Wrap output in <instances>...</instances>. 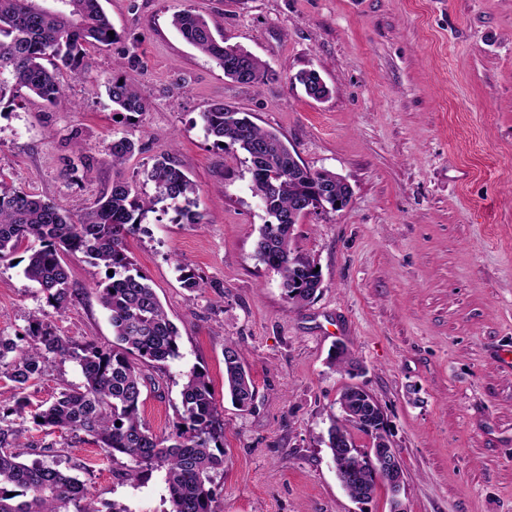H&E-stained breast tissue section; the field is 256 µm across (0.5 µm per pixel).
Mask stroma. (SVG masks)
I'll return each instance as SVG.
<instances>
[{"label":"stroma","mask_w":512,"mask_h":512,"mask_svg":"<svg viewBox=\"0 0 512 512\" xmlns=\"http://www.w3.org/2000/svg\"><path fill=\"white\" fill-rule=\"evenodd\" d=\"M116 38L89 47L91 78L62 72L78 105L49 108L21 90L0 100V172L8 185L51 200L72 216L112 184L103 159L113 138L142 146L125 176L143 184L172 154L197 187L199 224L147 213L127 238L179 333L178 358L153 374L141 418L172 431L192 368L206 371L224 418V469L215 512H390L377 485L365 502L340 484L321 438L350 379L330 365L336 345L362 365L358 383L386 417L404 472L408 512H512V0H102ZM189 10L224 18V40L264 61L273 77L233 83L171 25ZM315 69L331 88L315 101L292 77ZM139 88L147 112L117 119L107 81ZM250 114L300 161L330 170L352 189L349 206L306 215L293 246L322 275L302 309L280 275L259 261L269 217L251 190L246 155L214 146L200 118L211 103ZM84 143L90 171L63 174ZM18 250L0 264V333L25 335L40 311L82 345L111 346L96 290L107 271L64 255L77 294L56 313L23 269ZM202 278L201 291L180 281ZM244 353L256 386L252 410L224 390V344ZM73 359H51L27 391L21 459L57 465L85 481L100 512H167L162 472L125 477L87 436L37 427L33 416L66 384Z\"/></svg>","instance_id":"obj_1"}]
</instances>
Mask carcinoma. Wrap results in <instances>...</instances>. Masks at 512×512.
<instances>
[{
    "label": "carcinoma",
    "instance_id": "carcinoma-1",
    "mask_svg": "<svg viewBox=\"0 0 512 512\" xmlns=\"http://www.w3.org/2000/svg\"><path fill=\"white\" fill-rule=\"evenodd\" d=\"M53 9L41 0H0V101L6 93L26 89L49 107L73 110L60 73L76 76L91 72L87 46L112 42V21L101 0H54ZM172 26L182 38L224 70V77L255 86L270 71L247 50L224 41L222 20L205 19L189 11L173 15ZM312 99L329 93L320 74L309 70L303 80ZM112 111L129 119L147 110L148 102L118 74L108 81ZM213 144L237 146L247 154L252 191L272 221L264 225L256 254L281 275L288 303L299 309L316 298L318 289L307 270L314 259L292 247L294 226L279 223L296 200L324 190L331 202L343 201L349 187L330 171L300 168L290 157L288 142L255 124L246 112L222 103L200 113ZM139 151L137 143L116 137L104 163L112 167L111 186L77 218L53 202L16 189H0V262L21 246L30 255L23 273L58 312L64 311L76 289L61 254H82L113 275L97 284L100 301L109 313L114 341L108 348L89 343L75 351L38 316H32L26 336L0 334V373L13 383L14 404L6 412L22 413L25 391L40 379L49 357H70L78 363L82 381L64 387L47 407L34 415L40 427L82 432L107 455L123 456L132 466L125 476L161 470L167 485V512H213V475L224 468V419L216 406L207 374L192 369L181 391L183 411L175 429L166 436L150 432L139 411L144 389L156 385L145 368L179 354L178 330L169 319L148 278L132 263L126 236L149 212L173 211V221L199 224L196 184L170 156L155 159L145 171L153 186L139 193L123 168ZM224 386L242 411L255 401V386L241 349L224 346ZM345 405L341 416L330 417L328 448L336 475L355 496L361 486L376 488L379 471L352 436L357 430L370 436L355 396L339 395ZM121 425H116V422ZM18 430L0 425V512H101L88 497L84 482L42 462L20 461L15 451ZM22 490L23 499L6 487Z\"/></svg>",
    "mask_w": 512,
    "mask_h": 512
}]
</instances>
